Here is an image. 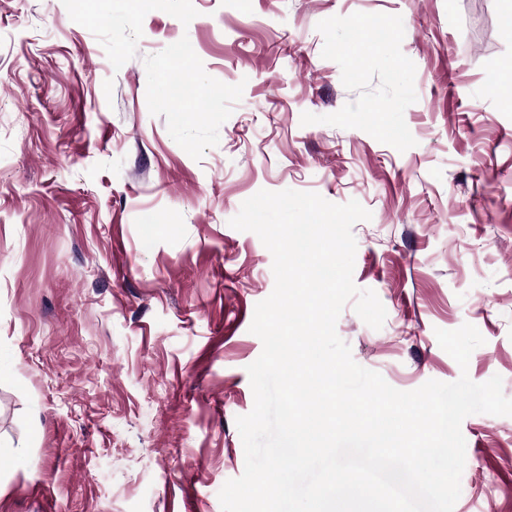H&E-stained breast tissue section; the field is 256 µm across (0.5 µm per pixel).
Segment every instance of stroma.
<instances>
[{
  "label": "stroma",
  "mask_w": 512,
  "mask_h": 512,
  "mask_svg": "<svg viewBox=\"0 0 512 512\" xmlns=\"http://www.w3.org/2000/svg\"><path fill=\"white\" fill-rule=\"evenodd\" d=\"M182 43L207 108L154 79ZM511 63L512 0H0V512H222L274 288L229 221L261 190L371 212L356 363L512 398ZM466 323L463 370L435 332ZM461 431L454 512H512V416Z\"/></svg>",
  "instance_id": "35a3bbf8"
}]
</instances>
